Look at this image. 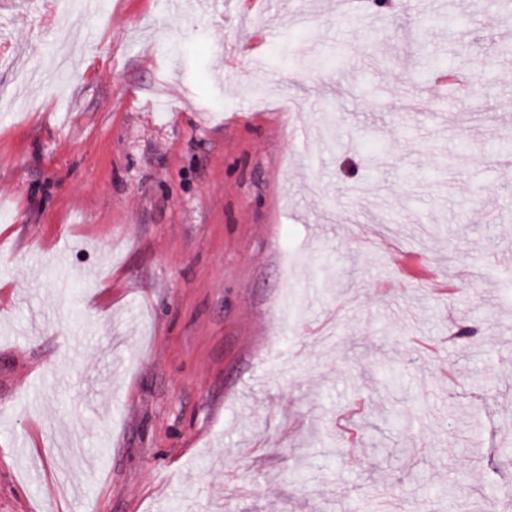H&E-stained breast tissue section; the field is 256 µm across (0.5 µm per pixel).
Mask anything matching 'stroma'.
I'll use <instances>...</instances> for the list:
<instances>
[{"mask_svg":"<svg viewBox=\"0 0 512 512\" xmlns=\"http://www.w3.org/2000/svg\"><path fill=\"white\" fill-rule=\"evenodd\" d=\"M449 1L0 0V512H512V55L418 81ZM437 86H447L459 98L466 99L471 96L472 81L467 74L461 71H442L434 76Z\"/></svg>","mask_w":512,"mask_h":512,"instance_id":"1","label":"stroma"}]
</instances>
